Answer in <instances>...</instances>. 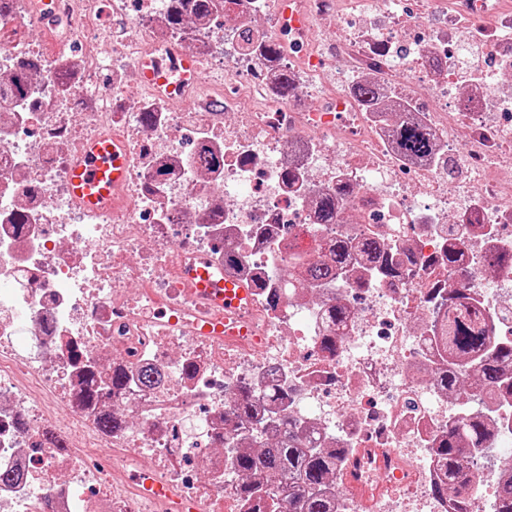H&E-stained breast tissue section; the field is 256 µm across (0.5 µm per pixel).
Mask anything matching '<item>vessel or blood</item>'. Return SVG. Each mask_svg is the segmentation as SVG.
Segmentation results:
<instances>
[{
	"mask_svg": "<svg viewBox=\"0 0 512 512\" xmlns=\"http://www.w3.org/2000/svg\"><path fill=\"white\" fill-rule=\"evenodd\" d=\"M195 70L196 63L192 58L179 56L169 74H162L149 64L143 67L142 77L148 87H164L176 95ZM127 173V153L122 142L109 137L93 142L70 169V193L88 210L98 211L111 207L112 198L125 182ZM183 277L189 287L206 292L216 306L225 309L227 313L240 315L248 308L250 288L239 283L223 282L202 264L190 266L184 271Z\"/></svg>",
	"mask_w": 512,
	"mask_h": 512,
	"instance_id": "vessel-or-blood-1",
	"label": "vessel or blood"
}]
</instances>
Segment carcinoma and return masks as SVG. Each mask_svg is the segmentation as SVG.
Segmentation results:
<instances>
[{
  "mask_svg": "<svg viewBox=\"0 0 512 512\" xmlns=\"http://www.w3.org/2000/svg\"><path fill=\"white\" fill-rule=\"evenodd\" d=\"M352 91L364 109L379 111L382 97L376 87L358 82ZM389 133L403 154L420 159L434 156L433 135L407 106L400 108ZM355 249L366 261L378 266L379 277L398 276V270L383 256L376 242L365 239L355 247L349 240L338 239L330 244L324 260L312 262L302 255L296 256L288 267V278L313 284L327 283ZM432 340L443 347L444 353L443 367L436 376L439 387L453 390L458 397L466 387L475 398L483 391L512 398L511 338L493 341L470 316L460 315L450 320L445 315L436 318ZM233 415L241 422L258 420V395L253 388L246 385L237 388ZM276 421L279 436L271 445L264 447L260 454L245 452L236 457L241 494L251 497L258 493L264 480H284L290 482L293 493L284 504L283 512H336L334 496L326 491V484L336 472V450L319 447L305 434L301 423L287 413ZM493 438L490 425L473 409L464 407L448 419V432L433 449L440 471L433 491L440 497L453 493L452 512H481L470 494L475 476L465 461L491 449ZM490 512H512V476L498 482Z\"/></svg>",
  "mask_w": 512,
  "mask_h": 512,
  "instance_id": "obj_1",
  "label": "carcinoma"
}]
</instances>
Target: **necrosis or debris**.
<instances>
[{"label":"necrosis or debris","mask_w":512,"mask_h":512,"mask_svg":"<svg viewBox=\"0 0 512 512\" xmlns=\"http://www.w3.org/2000/svg\"><path fill=\"white\" fill-rule=\"evenodd\" d=\"M429 4L437 20L420 26L407 0L344 13L336 0H212L205 15L181 0H0V85L27 79L0 103V472L21 475L0 481V512H275L287 486L243 501L224 448L251 443L231 414L244 383L283 387L307 433L341 449L336 512H447L431 450L455 405L427 338L457 288L491 335H512V268L490 264L512 250V14L496 0H454L446 14ZM298 12L345 37L294 74L288 100L280 74L307 47ZM23 29L50 34L57 52ZM272 38L274 56L261 49ZM175 53L199 64L192 112L142 84L144 56ZM330 62L381 83L408 72L435 160L402 155L386 113L349 92L308 103ZM214 82L220 109L207 102ZM110 135L129 150L128 178L93 213L67 178ZM332 194L325 222L317 203ZM339 237L378 239L400 277L377 278L355 254L330 284L289 283L293 253L317 258ZM201 258L250 287L248 322L208 327L177 276ZM336 305L348 318L332 331ZM478 413L495 431L471 487L484 507L512 454V401ZM100 448L111 464L95 462Z\"/></svg>","instance_id":"necrosis-or-debris-1"}]
</instances>
